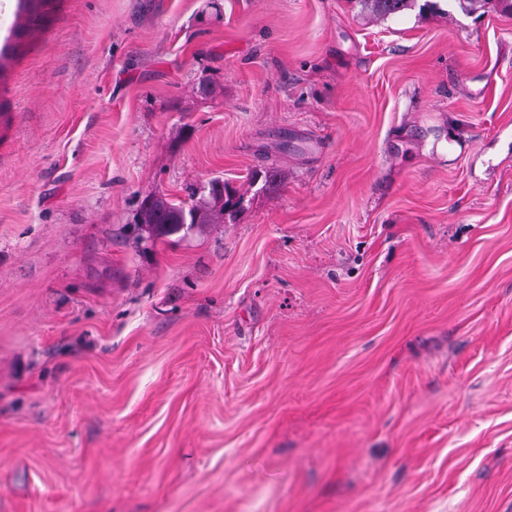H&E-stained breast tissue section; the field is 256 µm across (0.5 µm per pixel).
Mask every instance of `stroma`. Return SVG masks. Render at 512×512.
Here are the masks:
<instances>
[{
	"mask_svg": "<svg viewBox=\"0 0 512 512\" xmlns=\"http://www.w3.org/2000/svg\"><path fill=\"white\" fill-rule=\"evenodd\" d=\"M2 45L0 512H512L498 0H0ZM362 10L379 18L396 15L409 7L414 0H359ZM207 192V193H206ZM235 191L220 181H211L203 187L201 197L186 208L183 202L164 197H153L141 202L134 216L133 232L141 224H150L159 236H169L182 230L184 224H210L217 214L223 215L235 208L240 199Z\"/></svg>",
	"mask_w": 512,
	"mask_h": 512,
	"instance_id": "35a3bbf8",
	"label": "stroma"
}]
</instances>
